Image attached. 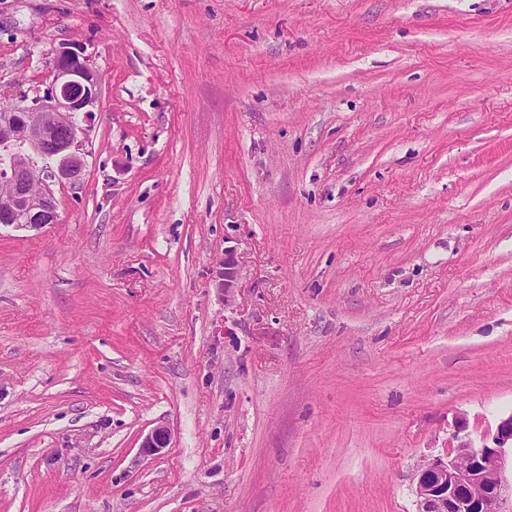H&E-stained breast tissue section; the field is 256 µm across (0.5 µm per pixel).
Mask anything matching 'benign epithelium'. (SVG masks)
Instances as JSON below:
<instances>
[{
  "instance_id": "benign-epithelium-1",
  "label": "benign epithelium",
  "mask_w": 512,
  "mask_h": 512,
  "mask_svg": "<svg viewBox=\"0 0 512 512\" xmlns=\"http://www.w3.org/2000/svg\"><path fill=\"white\" fill-rule=\"evenodd\" d=\"M52 81L31 106L0 114V154L8 160L0 183L9 193L0 200V224L41 229L57 222V204L49 184L77 185L85 171V129L75 123L89 118L99 100L100 77L84 48L67 43L53 55ZM51 159L54 164L38 165ZM242 263L233 246L224 247L219 276L224 304L235 303ZM492 444L461 438L446 456L426 459L413 479L416 512H512V413L501 419ZM170 432L157 426L146 435V455L168 447Z\"/></svg>"
}]
</instances>
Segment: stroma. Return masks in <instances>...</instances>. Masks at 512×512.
Wrapping results in <instances>:
<instances>
[{"mask_svg":"<svg viewBox=\"0 0 512 512\" xmlns=\"http://www.w3.org/2000/svg\"><path fill=\"white\" fill-rule=\"evenodd\" d=\"M64 43L100 98L0 229V512H416L512 414V0H0V100ZM219 268V276L224 277V304H234L236 288L242 275V263L235 247H224V258L219 261ZM170 432L166 426H157L144 438L140 448L146 455L159 453L163 448L168 447Z\"/></svg>","mask_w":512,"mask_h":512,"instance_id":"obj_1","label":"stroma"}]
</instances>
